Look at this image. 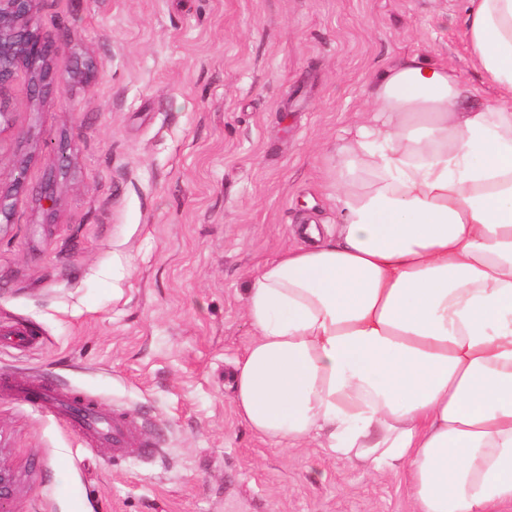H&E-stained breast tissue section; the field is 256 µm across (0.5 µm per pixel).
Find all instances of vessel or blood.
I'll use <instances>...</instances> for the list:
<instances>
[{"mask_svg":"<svg viewBox=\"0 0 512 512\" xmlns=\"http://www.w3.org/2000/svg\"><path fill=\"white\" fill-rule=\"evenodd\" d=\"M24 395L71 422L82 434L110 440L114 453H122L137 442L130 428L96 409L91 408L81 414L74 413L71 397L62 395L54 389L29 388L25 390Z\"/></svg>","mask_w":512,"mask_h":512,"instance_id":"b4317fda","label":"vessel or blood"}]
</instances>
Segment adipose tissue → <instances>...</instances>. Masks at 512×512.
<instances>
[{"label": "adipose tissue", "mask_w": 512, "mask_h": 512, "mask_svg": "<svg viewBox=\"0 0 512 512\" xmlns=\"http://www.w3.org/2000/svg\"><path fill=\"white\" fill-rule=\"evenodd\" d=\"M471 66L406 55L336 146L339 224L246 293L233 400L276 446L402 475L414 512H512V0H466Z\"/></svg>", "instance_id": "1"}]
</instances>
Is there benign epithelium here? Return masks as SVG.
<instances>
[{"instance_id":"obj_1","label":"benign epithelium","mask_w":512,"mask_h":512,"mask_svg":"<svg viewBox=\"0 0 512 512\" xmlns=\"http://www.w3.org/2000/svg\"><path fill=\"white\" fill-rule=\"evenodd\" d=\"M38 0H0V93L13 81L17 71L25 69L34 93L38 94L53 77L54 57L67 44L68 36L42 30L35 23ZM26 160L16 169L18 176L11 191L0 189V215L6 213L11 192L19 191ZM21 478L10 463L6 448L0 446V512L21 491Z\"/></svg>"}]
</instances>
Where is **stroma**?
<instances>
[{"label": "stroma", "instance_id": "stroma-1", "mask_svg": "<svg viewBox=\"0 0 512 512\" xmlns=\"http://www.w3.org/2000/svg\"><path fill=\"white\" fill-rule=\"evenodd\" d=\"M463 20L462 0H39L38 26L73 40L41 97L23 71L0 92V185L29 158L0 222L11 512H412L402 477L255 435L233 374L253 274L307 220L339 221L334 148L380 72L415 54L494 101ZM44 382L152 453L113 454L19 396Z\"/></svg>", "mask_w": 512, "mask_h": 512}]
</instances>
